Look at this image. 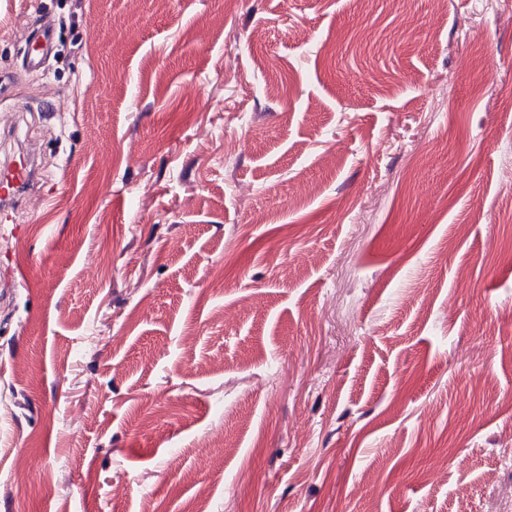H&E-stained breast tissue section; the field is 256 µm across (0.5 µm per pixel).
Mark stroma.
<instances>
[{"label":"stroma","mask_w":512,"mask_h":512,"mask_svg":"<svg viewBox=\"0 0 512 512\" xmlns=\"http://www.w3.org/2000/svg\"><path fill=\"white\" fill-rule=\"evenodd\" d=\"M29 144L0 512H512V0H0ZM40 21H30L29 49L26 55L25 64L29 70L39 69L44 58L53 44V31L51 28L40 25Z\"/></svg>","instance_id":"35a3bbf8"}]
</instances>
